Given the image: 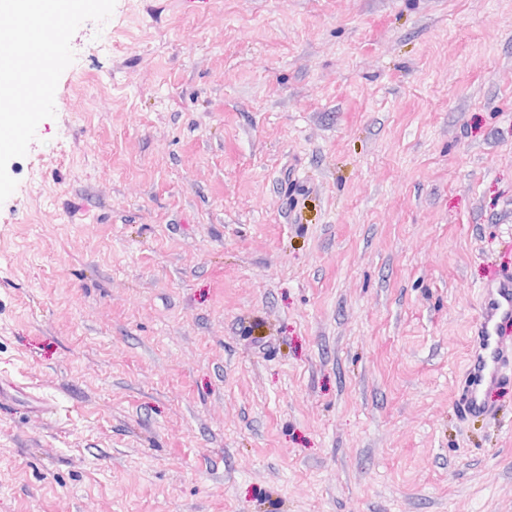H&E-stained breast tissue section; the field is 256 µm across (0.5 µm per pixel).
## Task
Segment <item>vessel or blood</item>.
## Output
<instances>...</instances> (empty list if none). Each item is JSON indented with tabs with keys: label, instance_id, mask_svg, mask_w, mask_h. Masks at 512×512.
Wrapping results in <instances>:
<instances>
[{
	"label": "vessel or blood",
	"instance_id": "obj_1",
	"mask_svg": "<svg viewBox=\"0 0 512 512\" xmlns=\"http://www.w3.org/2000/svg\"><path fill=\"white\" fill-rule=\"evenodd\" d=\"M510 322L512 276L491 272L483 288L465 378L455 397L463 418L490 419L497 413L487 393L491 388L512 379V346L507 345L501 336L502 326Z\"/></svg>",
	"mask_w": 512,
	"mask_h": 512
}]
</instances>
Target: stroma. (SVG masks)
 <instances>
[{
    "instance_id": "stroma-1",
    "label": "stroma",
    "mask_w": 512,
    "mask_h": 512,
    "mask_svg": "<svg viewBox=\"0 0 512 512\" xmlns=\"http://www.w3.org/2000/svg\"><path fill=\"white\" fill-rule=\"evenodd\" d=\"M0 204V512H512V0H116ZM482 294L465 378L455 397L466 420L495 417L487 393L512 377V347L501 336V327L512 321V276L493 270Z\"/></svg>"
}]
</instances>
